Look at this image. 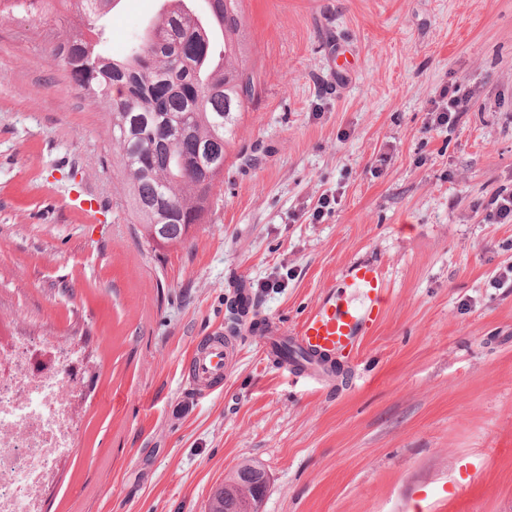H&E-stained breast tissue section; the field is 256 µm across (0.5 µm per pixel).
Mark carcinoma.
Instances as JSON below:
<instances>
[{
  "label": "carcinoma",
  "mask_w": 512,
  "mask_h": 512,
  "mask_svg": "<svg viewBox=\"0 0 512 512\" xmlns=\"http://www.w3.org/2000/svg\"><path fill=\"white\" fill-rule=\"evenodd\" d=\"M121 0H0V20L24 14L33 22L57 18L50 57L65 78L101 105L125 185V197L154 248L184 242L186 224H202L213 190L224 177L226 148L254 76L246 66L240 0H208V18L179 5L159 14L148 33L135 38L122 57L101 46L100 26ZM168 140L158 153V139ZM216 144L211 175L198 170L195 148ZM170 211L168 235L158 242L155 216L142 205L157 200Z\"/></svg>",
  "instance_id": "carcinoma-1"
}]
</instances>
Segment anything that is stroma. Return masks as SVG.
Here are the masks:
<instances>
[{
	"label": "stroma",
	"mask_w": 512,
	"mask_h": 512,
	"mask_svg": "<svg viewBox=\"0 0 512 512\" xmlns=\"http://www.w3.org/2000/svg\"><path fill=\"white\" fill-rule=\"evenodd\" d=\"M163 0H121L122 54ZM255 92L204 224L157 251L113 165L107 112L28 21L0 22V317L81 347L72 460L43 512H208L243 462L262 512H512V0H241ZM471 96L434 124L445 86ZM93 190L96 223L66 205ZM331 196L329 210L319 201ZM388 283L347 381L283 370L239 331L189 390L233 290L289 332L354 260ZM209 340L206 346L192 357L193 386L197 389L210 388L216 381L224 379L232 351L224 344L223 332Z\"/></svg>",
	"instance_id": "obj_1"
}]
</instances>
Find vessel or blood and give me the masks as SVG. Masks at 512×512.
I'll use <instances>...</instances> for the list:
<instances>
[{
	"instance_id": "b4317fda",
	"label": "vessel or blood",
	"mask_w": 512,
	"mask_h": 512,
	"mask_svg": "<svg viewBox=\"0 0 512 512\" xmlns=\"http://www.w3.org/2000/svg\"><path fill=\"white\" fill-rule=\"evenodd\" d=\"M342 277L347 287L357 290V300L328 292L307 313L294 335V349L308 357L310 367L326 366L329 360L353 350L357 336L382 314L386 283L377 263L357 260L343 271ZM231 356L223 337L209 340L192 358L195 388H208L223 379Z\"/></svg>"
}]
</instances>
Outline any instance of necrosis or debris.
I'll return each mask as SVG.
<instances>
[{
	"mask_svg": "<svg viewBox=\"0 0 512 512\" xmlns=\"http://www.w3.org/2000/svg\"><path fill=\"white\" fill-rule=\"evenodd\" d=\"M78 349L0 321V512H42V490L71 459L78 432Z\"/></svg>",
	"mask_w": 512,
	"mask_h": 512,
	"instance_id": "necrosis-or-debris-1",
	"label": "necrosis or debris"
}]
</instances>
